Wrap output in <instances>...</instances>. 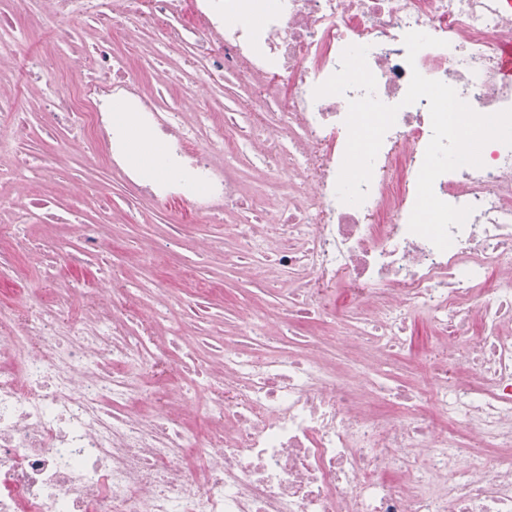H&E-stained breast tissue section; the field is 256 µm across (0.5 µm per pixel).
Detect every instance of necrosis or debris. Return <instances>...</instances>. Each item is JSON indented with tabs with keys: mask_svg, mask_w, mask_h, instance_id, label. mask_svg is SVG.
Here are the masks:
<instances>
[{
	"mask_svg": "<svg viewBox=\"0 0 512 512\" xmlns=\"http://www.w3.org/2000/svg\"><path fill=\"white\" fill-rule=\"evenodd\" d=\"M35 27L71 48L72 87L25 68L0 81V100L45 99L50 128L82 131L87 163L119 173L162 214L226 225L224 256L288 297L281 319L309 336L276 355L249 356L253 337L282 341L253 307L237 331L212 321L187 334L168 281L144 287L120 270L108 282L78 273L106 262L99 224L76 228L77 251L0 225V512H512V148L488 143L482 167L440 175L442 201L472 207L443 251L409 218L432 136L427 100L403 105L413 72L452 86L481 114L512 108L498 72L512 42L502 0H26ZM97 25L93 55L80 43ZM184 49V70L232 74L260 100H282L285 123L256 113L262 133L234 139L203 112H170L149 94L153 64L112 51L116 31ZM442 39L408 61L405 34ZM368 46L376 96L399 105L373 164L365 201L342 203L337 177L357 89L314 97L343 50ZM163 146L158 170L133 161L130 131ZM261 157L266 181L242 195L225 154ZM238 223L225 224L227 214ZM40 273L41 296L21 285ZM349 309L331 306L337 289ZM445 337L410 389L377 367L405 348L412 310Z\"/></svg>",
	"mask_w": 512,
	"mask_h": 512,
	"instance_id": "obj_1",
	"label": "necrosis or debris"
}]
</instances>
